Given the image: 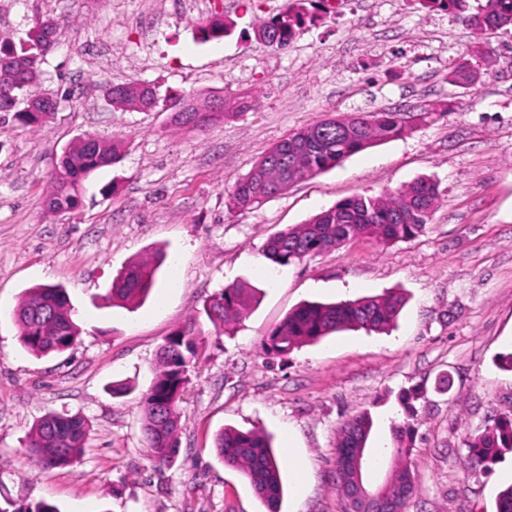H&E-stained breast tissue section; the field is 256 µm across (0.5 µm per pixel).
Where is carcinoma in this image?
I'll use <instances>...</instances> for the list:
<instances>
[{
    "instance_id": "obj_1",
    "label": "carcinoma",
    "mask_w": 512,
    "mask_h": 512,
    "mask_svg": "<svg viewBox=\"0 0 512 512\" xmlns=\"http://www.w3.org/2000/svg\"><path fill=\"white\" fill-rule=\"evenodd\" d=\"M430 7L462 19L474 30L512 28V0H485L471 9L468 0H428ZM308 11L304 3L262 20L258 29L272 30L280 47L298 37ZM46 55L36 27H31L20 44L0 43V113L27 127H39L53 118L51 112L31 110L34 87ZM158 103L156 88L131 83L112 89V106L141 112ZM357 131L349 136L336 127V117L326 118L301 128L271 147L252 170L228 193L230 210L262 206L285 192L270 164L288 166V178L299 180L338 166L346 158L378 142L398 138L412 129L400 112L380 110L357 114ZM122 141L101 140L93 147L80 142L62 152L50 172L51 204L66 212L83 205V184L97 170L116 163ZM440 200L437 183L420 177L399 189L379 196H355L339 201L312 216L306 223L276 233L262 248L263 257L276 266L318 255L349 241L367 238L383 244L418 237L430 221ZM158 265L137 259L113 280L109 300L135 308L146 299L155 283ZM255 301V290L231 283L204 304V313L214 332L221 334L227 325L239 320ZM404 299L398 294L363 296L338 303H307L291 313L262 340L269 357L286 356L294 348L313 343L344 329L361 328L384 332L396 321ZM73 306L65 289L56 286L32 287L15 310L19 341L29 352L42 355L64 353L78 340L79 329L72 317ZM198 331L190 325L174 332L159 349L162 370L142 397V434L154 469L161 473L170 467L179 452V404L183 401L195 365ZM373 421L366 412L344 421L336 435V447L347 448L359 457L362 467L373 462L367 443ZM393 447L389 477L383 492L395 495L403 488L415 489V473L410 460L416 439L415 427L407 420L392 424ZM90 436L88 421L78 415L51 412L31 428L26 448L41 468L67 467L85 452ZM467 466L475 468L496 460L504 451L512 452V419H502L466 441ZM217 456L224 464L239 470L249 481L266 512H280L282 481L280 467L270 438L258 431L225 427L214 439ZM0 512H58L46 501H30Z\"/></svg>"
}]
</instances>
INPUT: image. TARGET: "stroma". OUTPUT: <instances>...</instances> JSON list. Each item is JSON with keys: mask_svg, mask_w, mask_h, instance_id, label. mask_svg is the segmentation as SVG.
I'll use <instances>...</instances> for the list:
<instances>
[{"mask_svg": "<svg viewBox=\"0 0 512 512\" xmlns=\"http://www.w3.org/2000/svg\"><path fill=\"white\" fill-rule=\"evenodd\" d=\"M288 0H0V40L34 17L57 23L39 93L54 119L31 129L0 119V505L43 500L59 512H265L248 480L219 461L227 426L271 435L284 479L281 512H341L334 489L336 430L368 412L373 479L391 466L400 397L419 392L411 461L416 490L404 512H496L512 484V453L489 471L465 470L464 438L512 417V30L477 35L417 0H322L287 49L259 42L258 20ZM221 16L223 38L199 26ZM475 83L453 84L461 59ZM155 86L150 112L113 108L108 86ZM252 93L249 111L202 130L174 127L170 104ZM432 111L428 122L306 178L259 208L232 211L227 195L291 132L331 114ZM89 134L124 140L120 160L85 184L84 205L45 208L48 172ZM420 177L441 201L424 232L390 245L358 239L280 267L268 238L356 195ZM161 256L148 299L108 300L132 260ZM259 289L258 302L215 335L203 304L225 285ZM61 286L77 344L35 355L19 342L15 310L27 288ZM399 292L407 302L384 333L343 330L287 356L261 342L305 302ZM202 331L198 364L179 407V454L154 471L141 432V398L164 340L189 322ZM128 386L113 395L112 383ZM50 412L86 417L91 435L73 465L42 469L26 454Z\"/></svg>", "mask_w": 512, "mask_h": 512, "instance_id": "1", "label": "stroma"}]
</instances>
